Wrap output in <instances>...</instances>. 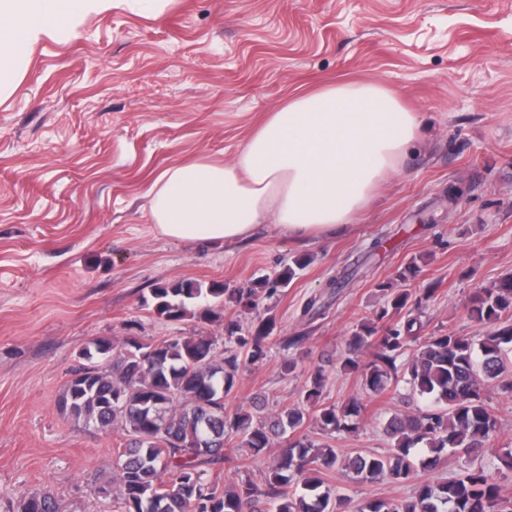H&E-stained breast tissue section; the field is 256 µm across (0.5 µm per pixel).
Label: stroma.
I'll list each match as a JSON object with an SVG mask.
<instances>
[{"label": "stroma", "instance_id": "35a3bbf8", "mask_svg": "<svg viewBox=\"0 0 512 512\" xmlns=\"http://www.w3.org/2000/svg\"><path fill=\"white\" fill-rule=\"evenodd\" d=\"M342 80L389 87L423 123L353 224L307 240L265 224L224 244L156 231L148 191L163 169L229 159L292 88ZM303 254L310 264L254 314L169 322L143 303L165 282L247 287ZM412 261L416 275L398 279ZM511 274L512 0H174L154 18L109 11L45 39L0 103V512L41 490L59 512H121L117 492L102 491L116 435L58 404L94 339H220L225 319L273 314L267 356L240 376L227 412L257 395L271 414L299 405L319 369L328 402H359L358 429L329 435L310 420L305 433L342 458L384 455V422L420 401L403 385L369 393L340 367L352 330L385 303L379 284L432 289L424 335L476 340L488 327L470 318L472 296ZM326 479L354 507L413 491L338 469Z\"/></svg>", "mask_w": 512, "mask_h": 512}]
</instances>
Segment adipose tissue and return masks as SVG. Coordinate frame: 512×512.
Returning <instances> with one entry per match:
<instances>
[{"mask_svg": "<svg viewBox=\"0 0 512 512\" xmlns=\"http://www.w3.org/2000/svg\"><path fill=\"white\" fill-rule=\"evenodd\" d=\"M171 0H0V103L33 48L107 11L156 13ZM417 113L381 84L293 91L228 160L165 168L150 191L152 224L181 241L234 242L264 224L295 238L352 223L420 139Z\"/></svg>", "mask_w": 512, "mask_h": 512, "instance_id": "ef3b65f1", "label": "adipose tissue"}]
</instances>
